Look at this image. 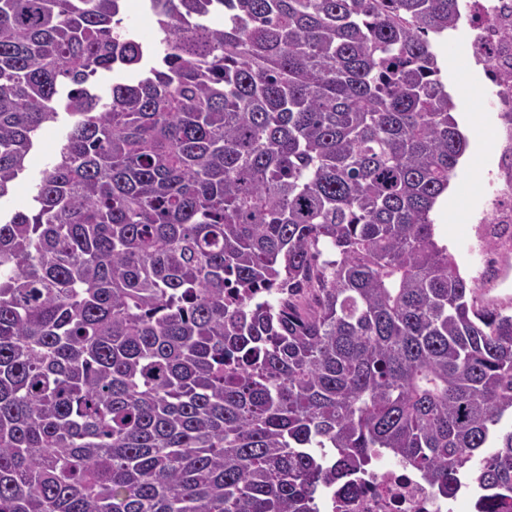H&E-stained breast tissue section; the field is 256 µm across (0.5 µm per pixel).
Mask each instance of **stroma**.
Returning <instances> with one entry per match:
<instances>
[{
    "label": "stroma",
    "mask_w": 512,
    "mask_h": 512,
    "mask_svg": "<svg viewBox=\"0 0 512 512\" xmlns=\"http://www.w3.org/2000/svg\"><path fill=\"white\" fill-rule=\"evenodd\" d=\"M457 40L454 34L436 39L433 49L438 56L444 82L453 98L457 121L467 118L474 121L471 146L480 163L471 166L462 161L457 166L455 181L463 188L456 205L457 215L451 216L436 210L432 218L436 237L440 243L447 245L458 264L460 274L475 281L478 288L485 289L491 283V268L498 254L487 250L482 243L485 227L479 224L478 219L488 208L486 174L496 165L489 132L496 129L498 117L496 113L483 111L475 98V88L485 85L486 78L481 67L466 62L464 52L456 46ZM68 124V117H61L56 127L42 134L12 194L0 200V209L6 211L27 203L33 186L57 153Z\"/></svg>",
    "instance_id": "obj_1"
}]
</instances>
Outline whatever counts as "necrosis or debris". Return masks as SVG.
<instances>
[{"label": "necrosis or debris", "mask_w": 512, "mask_h": 512, "mask_svg": "<svg viewBox=\"0 0 512 512\" xmlns=\"http://www.w3.org/2000/svg\"><path fill=\"white\" fill-rule=\"evenodd\" d=\"M460 10L467 27L462 50L484 70V90L502 122L494 143L501 154L488 177L490 210L482 221L512 224V0H460ZM353 483L346 496L327 487L319 512H464L474 495L463 483L454 498L442 497L418 473L390 457L357 474Z\"/></svg>", "instance_id": "necrosis-or-debris-1"}]
</instances>
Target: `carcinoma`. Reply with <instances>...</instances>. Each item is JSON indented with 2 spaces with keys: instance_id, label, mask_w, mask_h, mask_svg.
<instances>
[{
  "instance_id": "cac0c4a2",
  "label": "carcinoma",
  "mask_w": 512,
  "mask_h": 512,
  "mask_svg": "<svg viewBox=\"0 0 512 512\" xmlns=\"http://www.w3.org/2000/svg\"><path fill=\"white\" fill-rule=\"evenodd\" d=\"M153 7L146 54L123 0H0V199L72 120L0 216V512H318L382 455L512 512V313L430 217L459 0ZM69 119L66 114H60V121L56 127L42 134L35 149L31 153L30 161L24 175L18 180L12 194L1 200L2 215L13 207L24 206L31 197L33 186L41 178V172L50 166L52 159L58 151L59 143L67 132Z\"/></svg>"
}]
</instances>
